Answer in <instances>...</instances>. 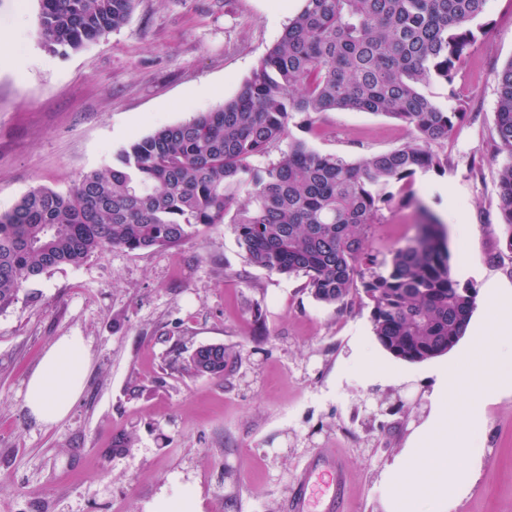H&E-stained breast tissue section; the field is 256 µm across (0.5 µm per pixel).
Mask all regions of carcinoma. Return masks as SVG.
<instances>
[{
  "label": "carcinoma",
  "mask_w": 512,
  "mask_h": 512,
  "mask_svg": "<svg viewBox=\"0 0 512 512\" xmlns=\"http://www.w3.org/2000/svg\"><path fill=\"white\" fill-rule=\"evenodd\" d=\"M135 0H41L38 32L64 56L127 22ZM486 0H302L299 12L246 78L210 112L167 125L120 151L112 167L64 193L34 188L0 213V311L24 283L107 248L177 247L230 217L247 260L305 278L317 301L342 308L363 295L373 335L392 356L420 363L465 335L476 289L453 276L441 224L410 191L419 171H442L459 113L425 88L450 83L483 33ZM492 158L499 173L503 253L512 254V59L496 73ZM325 112H370L403 123L410 142L351 161L294 138ZM288 142L286 149L279 148ZM279 149L264 167L252 161ZM424 216L416 234L385 252L370 238L396 198ZM249 189L248 200L240 199ZM223 345L194 350L182 369L224 377Z\"/></svg>",
  "instance_id": "cac0c4a2"
}]
</instances>
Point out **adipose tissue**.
I'll list each match as a JSON object with an SVG mask.
<instances>
[{
    "label": "adipose tissue",
    "mask_w": 512,
    "mask_h": 512,
    "mask_svg": "<svg viewBox=\"0 0 512 512\" xmlns=\"http://www.w3.org/2000/svg\"><path fill=\"white\" fill-rule=\"evenodd\" d=\"M89 369L83 336L73 332L55 340L27 383L31 415L46 425L63 420L82 393Z\"/></svg>",
    "instance_id": "obj_1"
}]
</instances>
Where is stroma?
Here are the masks:
<instances>
[{
	"label": "stroma",
	"mask_w": 512,
	"mask_h": 512,
	"mask_svg": "<svg viewBox=\"0 0 512 512\" xmlns=\"http://www.w3.org/2000/svg\"><path fill=\"white\" fill-rule=\"evenodd\" d=\"M288 0H135L126 24L62 57L40 42V0H0V28L21 26L23 69L0 67V212L28 191L64 192L111 167L131 142L233 98L291 14ZM486 33L453 83L427 93L461 112L446 172L413 189L472 227L460 248L446 224L454 277L512 282L500 258L499 162L490 158L496 70L512 59V0H487ZM292 135L356 161L410 140L367 112H327ZM414 206L384 210L371 246L404 242ZM79 331L90 370L71 412L53 425L28 409L27 381L59 336ZM221 344L223 377L182 371L178 354ZM431 361L410 363L376 342L369 307L316 301L300 277L249 263L232 224L176 248H109L26 282L0 312V512H147L160 492L191 493L201 512H284L317 454L347 467L348 512H384V474L434 407ZM128 448L113 451L115 436ZM481 464L454 512H512V394L486 404L473 430Z\"/></svg>",
	"instance_id": "obj_1"
}]
</instances>
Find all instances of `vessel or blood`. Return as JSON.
Instances as JSON below:
<instances>
[{
    "mask_svg": "<svg viewBox=\"0 0 512 512\" xmlns=\"http://www.w3.org/2000/svg\"><path fill=\"white\" fill-rule=\"evenodd\" d=\"M346 486L341 459L315 456L297 479L285 512H345Z\"/></svg>",
    "mask_w": 512,
    "mask_h": 512,
    "instance_id": "b4317fda",
    "label": "vessel or blood"
}]
</instances>
